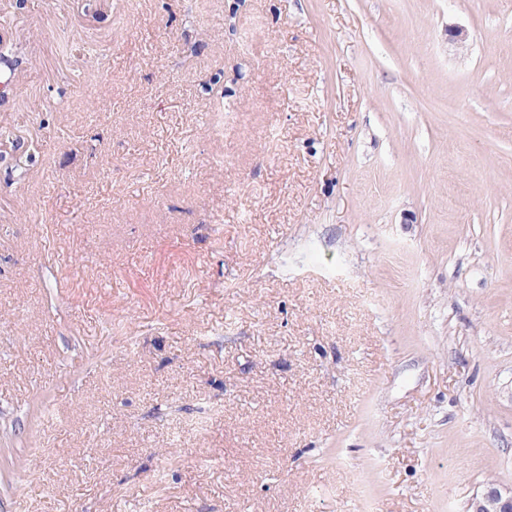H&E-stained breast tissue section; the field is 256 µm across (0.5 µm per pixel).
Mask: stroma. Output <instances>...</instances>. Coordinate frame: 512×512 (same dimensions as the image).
<instances>
[{"label": "stroma", "instance_id": "1", "mask_svg": "<svg viewBox=\"0 0 512 512\" xmlns=\"http://www.w3.org/2000/svg\"><path fill=\"white\" fill-rule=\"evenodd\" d=\"M490 481L512 0H0V512Z\"/></svg>", "mask_w": 512, "mask_h": 512}]
</instances>
